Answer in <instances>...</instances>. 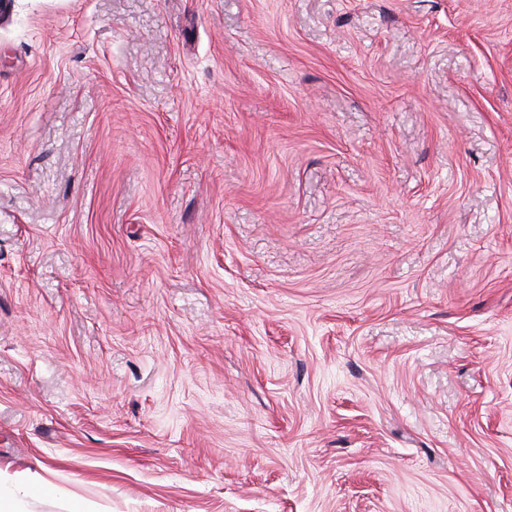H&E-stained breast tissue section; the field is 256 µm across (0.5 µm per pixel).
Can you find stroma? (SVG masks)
I'll return each mask as SVG.
<instances>
[{
  "instance_id": "obj_1",
  "label": "stroma",
  "mask_w": 512,
  "mask_h": 512,
  "mask_svg": "<svg viewBox=\"0 0 512 512\" xmlns=\"http://www.w3.org/2000/svg\"><path fill=\"white\" fill-rule=\"evenodd\" d=\"M16 512H512V0H11Z\"/></svg>"
}]
</instances>
